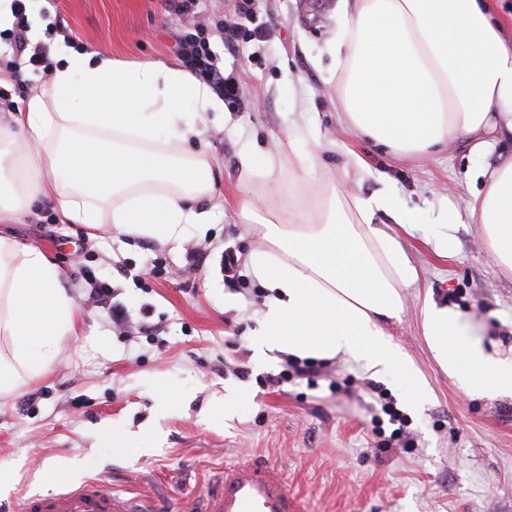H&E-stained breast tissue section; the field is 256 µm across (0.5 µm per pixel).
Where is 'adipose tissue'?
<instances>
[{"label":"adipose tissue","mask_w":512,"mask_h":512,"mask_svg":"<svg viewBox=\"0 0 512 512\" xmlns=\"http://www.w3.org/2000/svg\"><path fill=\"white\" fill-rule=\"evenodd\" d=\"M512 11L502 0H352L338 18L329 84L348 130L398 156L430 159L465 142L492 154L512 137ZM48 84L0 125V225L42 200L89 239L115 231L179 243L229 208L257 245L250 272L269 294L253 349L341 358L373 373L419 377L394 343L404 289L417 281L397 234L444 224L447 210L408 208L393 187L369 196L322 181L289 129L278 148L240 158L231 190L191 149L223 103L166 62L124 63L62 49ZM274 177L279 206L258 205L251 180ZM465 216L512 273V155L484 167ZM390 216L396 232L378 227ZM422 334L440 368L471 395L512 397V358L487 349L455 309L427 300ZM82 310L66 276L38 247L0 232V404L51 371Z\"/></svg>","instance_id":"adipose-tissue-1"}]
</instances>
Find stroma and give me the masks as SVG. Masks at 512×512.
<instances>
[{"label": "stroma", "instance_id": "35a3bbf8", "mask_svg": "<svg viewBox=\"0 0 512 512\" xmlns=\"http://www.w3.org/2000/svg\"><path fill=\"white\" fill-rule=\"evenodd\" d=\"M301 4L196 0L189 20L167 0H27V34L51 52L63 42L127 63L175 65L178 36L203 26L235 94L223 116L208 113L193 148L210 155L224 184L237 178L241 154L275 149L295 125L317 130L319 171L349 190L374 193L383 173L408 207L464 211L484 158L463 144L429 161L394 158L348 131L326 84L340 2L314 14ZM227 17L240 24L232 45L220 29ZM352 150L369 171L348 166ZM12 231L63 268L83 323L47 377L0 404V512H20L27 490L48 486L47 472L67 481L74 462L85 476L161 482L180 497L244 453L281 468L307 512H512V399L467 394L422 336L428 296L459 311L486 347L512 355V277L497 271L476 225L450 232L425 224L400 238L420 278L406 288L407 308L390 332L423 381L417 395L395 372L371 376L339 359L315 360L309 378L272 384L286 356L254 354L267 291L247 268L256 242L232 212L182 244L117 234L90 243L83 225L59 223L47 201ZM229 252L238 260L232 270ZM100 286L101 304L90 297ZM169 391L173 410L155 418ZM235 393L236 410L221 415L219 402ZM385 403L406 418L409 446L392 438ZM115 426L152 437L154 448L113 447Z\"/></svg>", "mask_w": 512, "mask_h": 512}]
</instances>
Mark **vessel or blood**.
I'll return each mask as SVG.
<instances>
[{"mask_svg": "<svg viewBox=\"0 0 512 512\" xmlns=\"http://www.w3.org/2000/svg\"><path fill=\"white\" fill-rule=\"evenodd\" d=\"M25 512H165L140 486L116 489L109 476L97 474L23 499ZM180 512H303L277 465L244 458L219 469L205 488L188 495Z\"/></svg>", "mask_w": 512, "mask_h": 512, "instance_id": "vessel-or-blood-1", "label": "vessel or blood"}]
</instances>
